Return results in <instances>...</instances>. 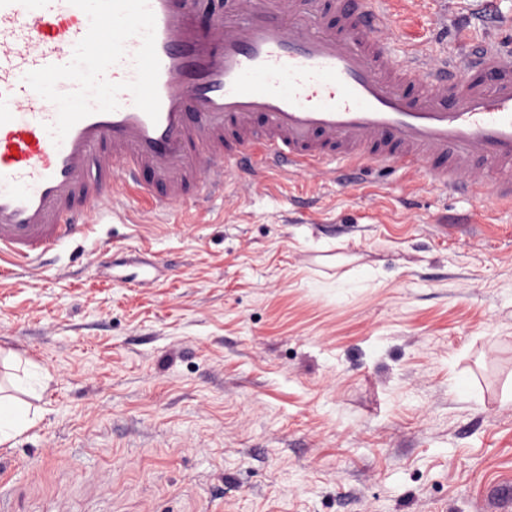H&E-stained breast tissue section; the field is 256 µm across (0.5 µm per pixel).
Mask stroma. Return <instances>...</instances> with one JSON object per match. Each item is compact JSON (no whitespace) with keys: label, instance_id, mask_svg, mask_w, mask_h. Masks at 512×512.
<instances>
[{"label":"stroma","instance_id":"1","mask_svg":"<svg viewBox=\"0 0 512 512\" xmlns=\"http://www.w3.org/2000/svg\"><path fill=\"white\" fill-rule=\"evenodd\" d=\"M381 7L396 58L512 45V0ZM335 168L133 192L0 271V349L52 376L17 512H512V207Z\"/></svg>","mask_w":512,"mask_h":512}]
</instances>
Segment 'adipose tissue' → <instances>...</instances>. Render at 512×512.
Here are the masks:
<instances>
[{"mask_svg": "<svg viewBox=\"0 0 512 512\" xmlns=\"http://www.w3.org/2000/svg\"><path fill=\"white\" fill-rule=\"evenodd\" d=\"M51 376L35 361H27L23 378L13 393L0 392V446L12 445L16 439L35 427L40 419L26 401L27 395L43 394L49 387Z\"/></svg>", "mask_w": 512, "mask_h": 512, "instance_id": "obj_1", "label": "adipose tissue"}]
</instances>
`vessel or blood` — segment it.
Returning <instances> with one entry per match:
<instances>
[{"label": "vessel or blood", "mask_w": 512, "mask_h": 512, "mask_svg": "<svg viewBox=\"0 0 512 512\" xmlns=\"http://www.w3.org/2000/svg\"><path fill=\"white\" fill-rule=\"evenodd\" d=\"M160 61L158 121L131 93L77 122L61 143L57 106L26 73L70 63L89 18L69 0H0V262L39 260L80 237L88 214L126 191L173 205L271 168H425L440 189L512 206V53L391 57L379 0H228L199 22L192 0H149ZM140 37L105 77L133 80Z\"/></svg>", "instance_id": "vessel-or-blood-1"}]
</instances>
